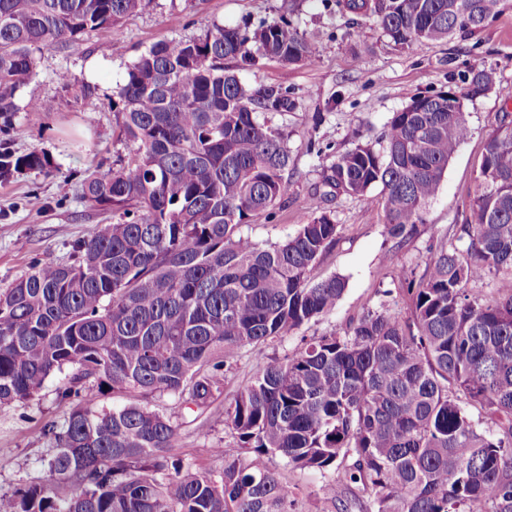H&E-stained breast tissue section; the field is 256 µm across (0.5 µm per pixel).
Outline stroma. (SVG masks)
Instances as JSON below:
<instances>
[{
    "instance_id": "obj_1",
    "label": "stroma",
    "mask_w": 512,
    "mask_h": 512,
    "mask_svg": "<svg viewBox=\"0 0 512 512\" xmlns=\"http://www.w3.org/2000/svg\"><path fill=\"white\" fill-rule=\"evenodd\" d=\"M280 17L318 38L322 53L311 65L265 59L240 74L248 85L286 88L296 101L294 110L275 117L291 149V194L273 217L245 225L243 231L259 242H279L322 208H331L341 229L335 247L321 260L320 272L342 276L346 287L333 312L301 326L274 351L282 356L320 336L343 333L350 320L385 304L409 314L400 279L411 271L422 273L431 240L450 225L462 224L463 205L477 188L487 134L497 123L506 95H512V0H500L498 14L478 34L414 50L390 42L375 17L338 10L334 0H149L143 10L123 19L119 31L87 35L81 54L43 50L38 74L22 93L24 108L15 118L10 140L20 154L35 148L47 152L55 169L48 174L27 172L0 185V289L33 262H67L75 240L88 236L95 225L111 222V213L83 200L81 176L98 165L111 167L126 152L116 138L109 100L141 53L164 39L198 36L213 22L235 27ZM478 65L494 69L495 84L486 94L466 99L471 135L450 161L428 221L414 238L400 245L388 235L379 190L329 200L316 194L329 159L308 151V142L344 149L374 139L411 95L463 90L467 71ZM67 82L94 84L96 99H74L63 88ZM44 99L54 101V111L38 109ZM392 250L398 260L390 266L384 256ZM55 388V380H48L31 400L0 418V491H13L44 476L41 458L50 443L41 429L51 421L63 422L68 412ZM232 440L219 401L207 427L183 428L177 452L216 474L222 463L211 450ZM283 476L298 490V512H335L317 496L324 482L320 473L288 468Z\"/></svg>"
}]
</instances>
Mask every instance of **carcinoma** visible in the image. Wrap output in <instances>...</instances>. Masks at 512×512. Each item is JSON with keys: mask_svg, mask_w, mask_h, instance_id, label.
<instances>
[{"mask_svg": "<svg viewBox=\"0 0 512 512\" xmlns=\"http://www.w3.org/2000/svg\"><path fill=\"white\" fill-rule=\"evenodd\" d=\"M500 0H336L372 15L404 49L472 36ZM144 0H0V129L21 110L38 54L82 51L86 34L116 29ZM321 44L286 18L252 27L214 23L161 40L112 90L116 167L87 171L83 199L112 211L76 241L70 261L32 264L0 290V415L58 378L63 424L46 476L10 493L0 512H293L294 492L270 465L336 472L370 493L362 512H512V113L488 134L468 217L430 248L402 290L407 318L369 311L342 335L268 356L224 405L234 442L212 448L218 476L173 452L224 394L242 348L282 342L336 308L345 280L319 266L336 245L323 208L280 243L242 226L272 214L292 183L288 136L274 116L287 89L247 86L239 71L264 58L312 64ZM470 97L494 84L474 66ZM471 134L448 91L415 94L374 140L330 152L329 196L381 188L388 234L405 243L427 223L458 148ZM49 154L0 141V184L50 172ZM497 277L489 298L469 285ZM126 402L105 409L100 401ZM494 425L482 429L470 409ZM344 480L319 497L350 512Z\"/></svg>", "mask_w": 512, "mask_h": 512, "instance_id": "cac0c4a2", "label": "carcinoma"}]
</instances>
